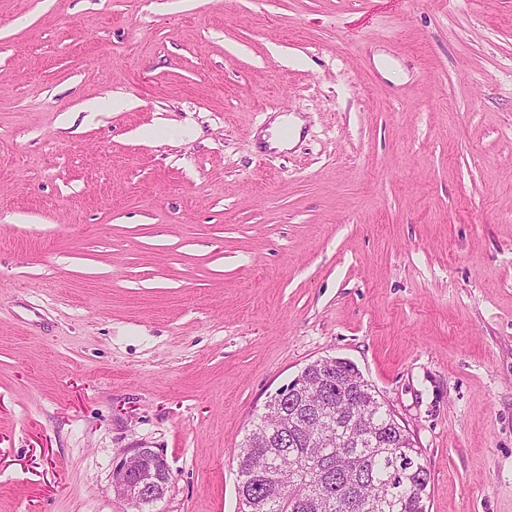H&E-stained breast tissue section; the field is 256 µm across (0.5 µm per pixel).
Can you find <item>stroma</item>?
<instances>
[{
  "mask_svg": "<svg viewBox=\"0 0 512 512\" xmlns=\"http://www.w3.org/2000/svg\"><path fill=\"white\" fill-rule=\"evenodd\" d=\"M325 356L429 512H512V0H0V512H133L140 447L239 512ZM148 458L167 464L166 458L158 448H132L129 455L116 461L112 473V488L116 497L136 509L143 495L151 488L146 481L138 480L144 471V462Z\"/></svg>",
  "mask_w": 512,
  "mask_h": 512,
  "instance_id": "obj_1",
  "label": "stroma"
}]
</instances>
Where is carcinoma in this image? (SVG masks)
Returning a JSON list of instances; mask_svg holds the SVG:
<instances>
[{
	"label": "carcinoma",
	"mask_w": 512,
	"mask_h": 512,
	"mask_svg": "<svg viewBox=\"0 0 512 512\" xmlns=\"http://www.w3.org/2000/svg\"><path fill=\"white\" fill-rule=\"evenodd\" d=\"M300 378L305 390L257 418L236 454L238 496L250 512H426L431 473L395 416L353 369L318 359ZM326 408L340 426L336 442L316 439L306 411ZM369 420L376 440L347 433L352 416Z\"/></svg>",
	"instance_id": "carcinoma-1"
}]
</instances>
